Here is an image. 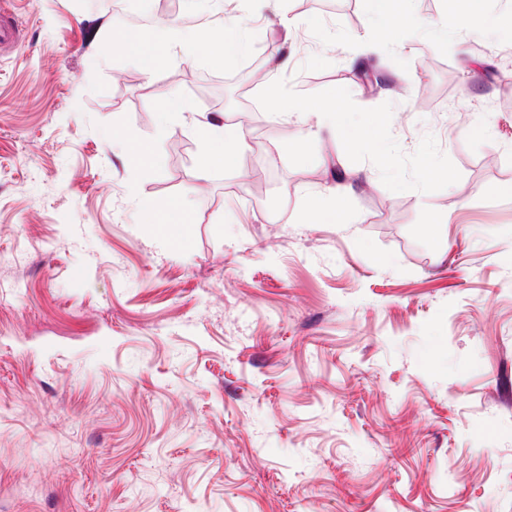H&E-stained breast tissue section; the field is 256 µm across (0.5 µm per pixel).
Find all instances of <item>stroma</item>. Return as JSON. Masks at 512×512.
I'll return each mask as SVG.
<instances>
[{
	"mask_svg": "<svg viewBox=\"0 0 512 512\" xmlns=\"http://www.w3.org/2000/svg\"><path fill=\"white\" fill-rule=\"evenodd\" d=\"M177 6L0 0V512H512V0ZM201 135L203 140L202 151L199 159V165L202 172H206L212 162L213 151L211 150L210 143L213 138L224 136V139H232L238 143L245 141L244 136L236 128H229L228 126L219 125L217 123L205 124L201 127Z\"/></svg>",
	"mask_w": 512,
	"mask_h": 512,
	"instance_id": "obj_1",
	"label": "stroma"
}]
</instances>
